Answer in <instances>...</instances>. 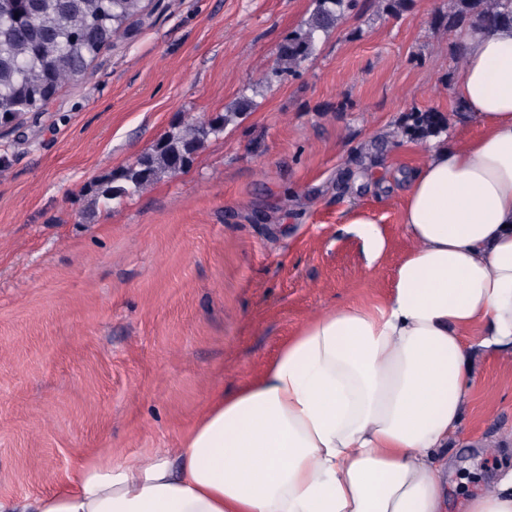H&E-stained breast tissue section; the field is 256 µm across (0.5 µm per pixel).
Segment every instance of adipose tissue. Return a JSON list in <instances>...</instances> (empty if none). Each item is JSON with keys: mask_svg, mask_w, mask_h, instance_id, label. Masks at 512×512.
Returning <instances> with one entry per match:
<instances>
[{"mask_svg": "<svg viewBox=\"0 0 512 512\" xmlns=\"http://www.w3.org/2000/svg\"><path fill=\"white\" fill-rule=\"evenodd\" d=\"M461 48L463 126L410 176L382 305L309 319L175 452L101 455L0 512H445L474 358L512 349V26Z\"/></svg>", "mask_w": 512, "mask_h": 512, "instance_id": "1", "label": "adipose tissue"}]
</instances>
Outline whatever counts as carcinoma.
Segmentation results:
<instances>
[{
	"label": "carcinoma",
	"instance_id": "carcinoma-1",
	"mask_svg": "<svg viewBox=\"0 0 512 512\" xmlns=\"http://www.w3.org/2000/svg\"><path fill=\"white\" fill-rule=\"evenodd\" d=\"M359 0H314L308 17L288 32L278 47L275 65L264 76L267 84L300 75L322 36L354 12ZM451 10L433 18L438 29L464 32L512 25V0H451ZM382 11L398 16L413 0H378ZM145 0H0V121L44 110L60 87L80 81L90 62L112 40L125 34L130 20L142 14ZM255 108L241 94L225 113L180 122L136 159L96 185L93 204L108 208L140 195L162 176L190 168L212 136ZM411 124L401 133L420 136L419 144L446 130L436 110L412 107Z\"/></svg>",
	"mask_w": 512,
	"mask_h": 512
}]
</instances>
